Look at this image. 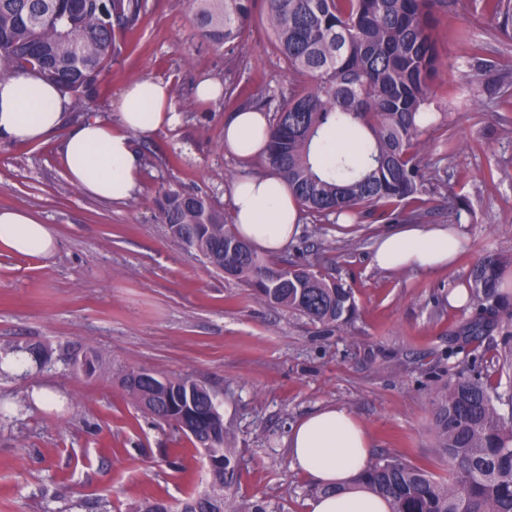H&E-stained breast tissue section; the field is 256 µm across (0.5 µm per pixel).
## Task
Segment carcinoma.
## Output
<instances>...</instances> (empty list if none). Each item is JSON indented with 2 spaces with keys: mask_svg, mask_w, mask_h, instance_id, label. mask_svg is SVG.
<instances>
[{
  "mask_svg": "<svg viewBox=\"0 0 512 512\" xmlns=\"http://www.w3.org/2000/svg\"><path fill=\"white\" fill-rule=\"evenodd\" d=\"M198 30L216 45L238 39L255 0H194ZM275 49L288 67V101L270 124L268 166L288 184L313 218L390 208L437 192L418 157L420 136L432 122L427 105L440 66L434 15L455 0H264ZM512 39V0H479ZM144 0H0V79L33 74L58 87L81 116L101 94V77L122 53L121 37L134 33ZM341 132L328 158L317 144ZM155 206L162 223L187 248L224 276L244 283L255 298L299 312L330 328L355 312L351 290L312 266H291L258 255L224 222L208 197L171 186ZM512 257L489 255L469 275L478 310L462 329L464 345L495 329L505 331L501 369L512 370V302L500 292ZM27 354L41 366L61 362L76 376L91 377L96 353L53 357L43 345L0 346V355ZM119 383L153 419L181 428L197 448L210 449L209 483L177 509L148 499L136 512H238L236 454L216 395L188 375L127 367ZM512 386L500 392L480 375L458 372L435 388L431 431L449 477L437 479L418 465L393 457L369 461L360 481L386 499L390 512H512Z\"/></svg>",
  "mask_w": 512,
  "mask_h": 512,
  "instance_id": "carcinoma-1",
  "label": "carcinoma"
}]
</instances>
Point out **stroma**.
I'll return each mask as SVG.
<instances>
[{
    "mask_svg": "<svg viewBox=\"0 0 512 512\" xmlns=\"http://www.w3.org/2000/svg\"><path fill=\"white\" fill-rule=\"evenodd\" d=\"M471 4L457 0L437 25L440 77L419 157L438 192L399 205L389 223L301 214L299 234L279 254L352 289L356 312L339 329L254 299L172 237L154 205L159 189L172 185L226 208L234 182L268 173L264 157L243 163L224 151L234 112L272 114L288 96L263 0L241 41L221 47L197 29L193 0H145L142 22L89 115L117 117L126 83L150 77L169 82L179 121L136 136L144 176L126 201L106 203L75 186L58 162L59 139L0 144V208L31 211L59 243L49 257L0 252V345L40 343L57 354L87 346L101 362L91 378L34 363L0 376V512H133L144 499L175 504L207 487V465L191 441L175 425L146 419L119 387L116 372L127 366L187 374L216 394L236 438L239 507L261 501L267 512H307L315 486L292 466L286 438L326 405L357 416L372 456L447 478L430 431L437 382L452 365L494 383L503 378L499 331L449 357L477 308L449 297L486 255L512 254V89L501 86L512 70V40ZM461 30L467 42L458 41ZM471 43L482 48L481 64L469 58ZM203 80L229 95L198 103L193 91ZM452 196L470 211L457 225L463 244L452 270L372 265L381 235L453 223ZM38 390L54 394V403L36 399Z\"/></svg>",
    "mask_w": 512,
    "mask_h": 512,
    "instance_id": "1",
    "label": "stroma"
}]
</instances>
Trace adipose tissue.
<instances>
[{
    "label": "adipose tissue",
    "mask_w": 512,
    "mask_h": 512,
    "mask_svg": "<svg viewBox=\"0 0 512 512\" xmlns=\"http://www.w3.org/2000/svg\"><path fill=\"white\" fill-rule=\"evenodd\" d=\"M69 101L51 84L28 75L0 82V142L37 143L59 135V162L73 184L102 200H127L142 180L133 138L176 124L169 83L140 78L120 97L117 121L84 118L66 124ZM266 113H235L224 126V149L246 160L268 143ZM232 232L267 254L281 252L299 232L300 205L277 173L249 177L232 189ZM58 247L50 225L30 211L0 208V251L47 257ZM461 248L455 227L409 224L379 237L372 263L379 269L423 271L452 268ZM288 455L303 476L323 487L309 512H389L387 501L359 476L370 459V439L358 418L335 405L319 408L293 426Z\"/></svg>",
    "instance_id": "adipose-tissue-1"
}]
</instances>
